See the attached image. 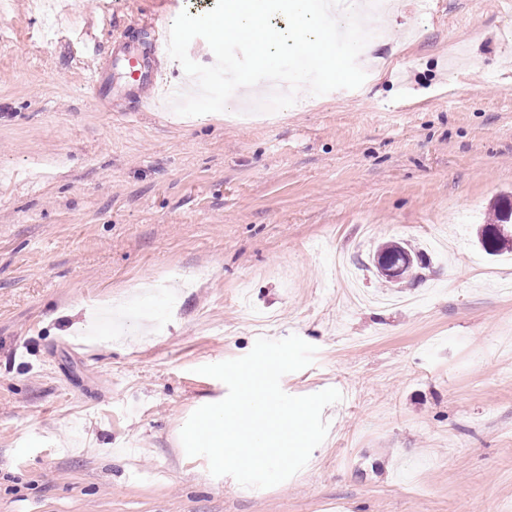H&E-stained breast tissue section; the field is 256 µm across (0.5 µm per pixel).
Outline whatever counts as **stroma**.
<instances>
[{
    "instance_id": "stroma-1",
    "label": "stroma",
    "mask_w": 512,
    "mask_h": 512,
    "mask_svg": "<svg viewBox=\"0 0 512 512\" xmlns=\"http://www.w3.org/2000/svg\"><path fill=\"white\" fill-rule=\"evenodd\" d=\"M70 2L49 43L0 14V512H512V265L476 243L512 195V0L404 5L359 88L248 119L138 108L104 52L209 0ZM291 334L317 352L282 389L343 395L325 440L273 487L212 476L198 367ZM87 84L100 101L108 100L107 95L112 86L111 76L102 69L100 64L88 71Z\"/></svg>"
}]
</instances>
